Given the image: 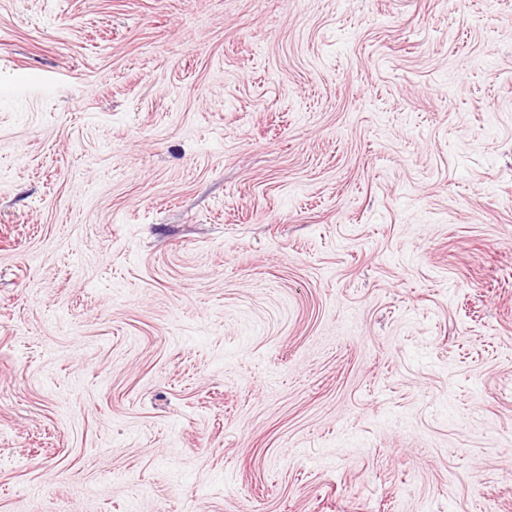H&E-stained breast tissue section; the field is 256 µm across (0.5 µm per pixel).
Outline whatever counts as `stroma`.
I'll list each match as a JSON object with an SVG mask.
<instances>
[{
	"instance_id": "35a3bbf8",
	"label": "stroma",
	"mask_w": 512,
	"mask_h": 512,
	"mask_svg": "<svg viewBox=\"0 0 512 512\" xmlns=\"http://www.w3.org/2000/svg\"><path fill=\"white\" fill-rule=\"evenodd\" d=\"M0 512H512V0H0Z\"/></svg>"
}]
</instances>
